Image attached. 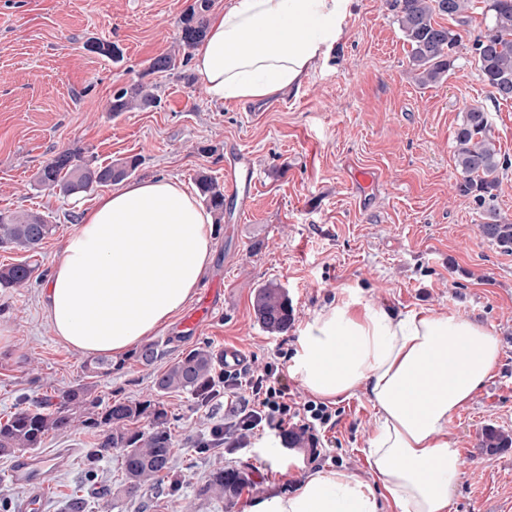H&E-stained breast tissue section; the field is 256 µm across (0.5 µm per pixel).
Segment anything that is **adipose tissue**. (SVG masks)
Here are the masks:
<instances>
[{
	"label": "adipose tissue",
	"instance_id": "1",
	"mask_svg": "<svg viewBox=\"0 0 512 512\" xmlns=\"http://www.w3.org/2000/svg\"><path fill=\"white\" fill-rule=\"evenodd\" d=\"M351 0H230L206 29L194 71L211 101L256 103L299 88L344 34ZM214 227L194 192L152 178L99 196L43 288L55 336L94 356L143 343L193 299ZM495 332L455 312H398L343 290L300 329L291 371L322 400L364 392L377 410L370 479L309 474L243 512H450L462 475L451 416L500 356Z\"/></svg>",
	"mask_w": 512,
	"mask_h": 512
}]
</instances>
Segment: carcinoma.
<instances>
[{
  "instance_id": "carcinoma-1",
  "label": "carcinoma",
  "mask_w": 512,
  "mask_h": 512,
  "mask_svg": "<svg viewBox=\"0 0 512 512\" xmlns=\"http://www.w3.org/2000/svg\"><path fill=\"white\" fill-rule=\"evenodd\" d=\"M484 3L488 23L483 35L476 38L470 52L480 68L483 80L492 88L496 100H512V0H391L397 11L400 30L409 45V65L421 86L441 84L456 60L462 45L461 34L444 26L437 18L446 17L460 25L468 21V13ZM210 0H197L181 20V46L185 55L201 42L206 33L205 12ZM179 63L172 55L155 57L149 66L153 72H169ZM156 98L137 84L121 88L112 95L109 111L114 115L134 109H145ZM456 189L484 206L494 200L503 167L490 134L488 113L482 105L466 108L455 133ZM141 165L137 156L106 166H94L79 150H63L41 166L37 182L59 189L65 195L87 192L97 185L118 182L136 172ZM199 198L219 224L224 218V187L210 174L201 172L195 179ZM486 221L479 224L482 238L505 253H512V222L503 221L495 208H487ZM55 225L44 217L0 211V247H13L33 254L49 238ZM35 266L28 261L0 268V288H20L29 284ZM255 317L269 333L288 331L292 309L283 288L265 284L254 295ZM218 355L208 347H197L185 354L167 370L157 375L153 388L155 398L147 400H115L100 407L92 397V386L77 385L56 396L30 399L0 423V456L18 449L40 447L50 433L66 434L78 426L94 431V441L87 452V473L95 475V462L112 451L120 452L126 476L125 492L133 493L154 485L172 472L174 440L167 426V411L160 397L172 392H190L201 388L214 375ZM95 375L112 373V358L98 356L86 364ZM149 421L148 428L140 422ZM476 447L495 454L512 448V433L492 424L477 434ZM251 484L249 475L237 468L214 470L203 488L204 493L233 498Z\"/></svg>"
}]
</instances>
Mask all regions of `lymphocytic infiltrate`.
<instances>
[{
	"mask_svg": "<svg viewBox=\"0 0 512 512\" xmlns=\"http://www.w3.org/2000/svg\"><path fill=\"white\" fill-rule=\"evenodd\" d=\"M287 357V352L281 350L276 360L265 363L262 368L221 370L216 383L201 389L203 401H210L221 393L233 407L232 420L212 427L210 447L247 448L260 432L268 429L284 435L293 425L307 434L310 445L314 446L319 442L320 433L335 428L333 407L322 401L293 398L280 365Z\"/></svg>",
	"mask_w": 512,
	"mask_h": 512,
	"instance_id": "lymphocytic-infiltrate-1",
	"label": "lymphocytic infiltrate"
}]
</instances>
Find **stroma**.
Masks as SVG:
<instances>
[{
	"mask_svg": "<svg viewBox=\"0 0 512 512\" xmlns=\"http://www.w3.org/2000/svg\"><path fill=\"white\" fill-rule=\"evenodd\" d=\"M194 0H0V211L38 212L55 231L36 256L0 248V266L37 264L30 287L0 290V421L21 397H45L85 382V354L60 342L46 317L42 288L64 242L106 186L69 197L40 186L41 165L65 149L81 150L96 165L141 157L134 180L163 176L193 186L200 172L223 179L234 156L246 158L253 182L250 205L227 202L216 225L213 257L188 311L205 309L194 334L179 320L153 336L164 354L140 364L134 353L113 359L110 375L90 380L101 404L153 398L155 377L188 351L237 346L246 365L292 350L297 332L342 289L359 287L366 299L396 311H454L492 328L501 339L493 374L473 402L452 416L462 480L451 512H512V448L493 455L475 448L481 427L512 430V255L481 240V208L455 188L454 135L464 108L483 105L506 169L493 205L512 222V101L491 96L467 46L486 29L473 13L460 32L446 80L416 84L409 47L386 0H354L345 34L301 87L251 105L211 101L191 66L149 72L157 56L180 44V20ZM118 48L119 58L89 51L92 42ZM143 83L158 104L112 114L120 88ZM375 172L366 195L351 189L352 168ZM280 285L294 321L271 334L253 311L256 289ZM175 442L176 495L166 485L122 493L118 454L105 456L95 478L86 475L93 435L81 428L47 435L37 450L61 462L38 512H66L80 492L85 512H243L247 502L287 493L319 468L369 478L367 451L376 410L364 393L338 398L340 416L318 448L288 447L269 432V448L199 450V440L229 413L224 399L165 395ZM233 467L252 486L228 502L204 494L213 469Z\"/></svg>",
	"mask_w": 512,
	"mask_h": 512,
	"instance_id": "stroma-1",
	"label": "stroma"
}]
</instances>
